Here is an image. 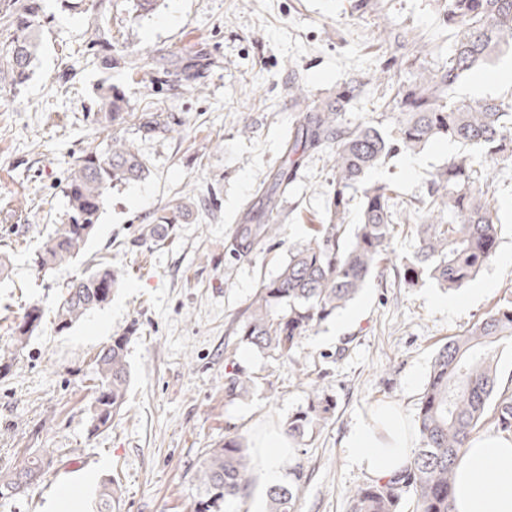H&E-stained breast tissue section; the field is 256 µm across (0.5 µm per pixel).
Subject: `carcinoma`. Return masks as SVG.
<instances>
[{"instance_id":"obj_1","label":"carcinoma","mask_w":512,"mask_h":512,"mask_svg":"<svg viewBox=\"0 0 512 512\" xmlns=\"http://www.w3.org/2000/svg\"><path fill=\"white\" fill-rule=\"evenodd\" d=\"M446 2L448 26L455 33L448 64L435 71L421 67L412 81L391 87L401 118L390 130L343 117L364 86L360 81H349L320 104L309 101L300 87H289L298 120L285 144V165L263 183L261 209L249 208L241 216L231 251L242 255L261 240L281 236L280 197L310 153L329 150L333 189L323 223L313 225L307 244L288 254L276 276L261 283L241 314L235 334L257 351L290 358L304 336L354 300L387 254L397 213L403 210L419 220L414 231L420 246L412 258L401 261L400 273L411 282L427 278L456 292L495 255L501 225L494 220L496 206L471 155L448 156L433 174L426 196L416 202L399 200L387 183L363 182L367 171L387 159L439 138L474 147L495 161L512 162V97H489L472 104L450 96L467 72L487 63L502 46L512 47V0ZM43 15L44 0H0V27L8 32L0 43V79L15 89L33 74ZM89 45L101 52L102 65L112 68L111 28L96 24ZM397 49L400 65L409 69L423 52L414 38L404 39ZM171 63L173 73L147 60L133 61L131 77L156 84L174 74L190 88L199 80L197 55L180 51ZM96 98L95 122L114 132L105 151L87 152L71 168L66 218L35 253V266L44 273L70 262L85 247L112 189L149 173L147 159L115 129L132 121L147 136L166 127L157 114L138 116L129 111L125 95L111 84L98 85ZM357 184L362 185L360 222L348 224L347 191ZM116 285L117 275L106 262L71 281L56 304L58 329L66 330L108 304ZM42 317L39 304H30L12 328L16 350L24 349ZM129 339L127 332L114 336L93 357L91 426L95 430L112 425L125 409ZM508 339L512 340V301L495 307L438 349L415 416L416 446L397 472L348 492L351 512H402L406 501L413 505L411 512H456L455 466L463 449L488 422L495 430L512 434V391L500 389L498 374L499 348ZM253 386V376L241 367L231 363L224 370L225 400L241 399ZM332 409L330 399L315 396L306 409L282 422L288 440L296 444L312 440ZM54 465L52 455L33 451L20 466L0 467V497L21 494ZM253 469L250 442L244 436L226 437L208 449L196 470L199 495L192 512H224L231 501L246 496ZM288 473L292 475L288 484L267 488L266 512H295L307 478L299 456L289 457ZM117 493L112 480L104 481L97 512H115Z\"/></svg>"}]
</instances>
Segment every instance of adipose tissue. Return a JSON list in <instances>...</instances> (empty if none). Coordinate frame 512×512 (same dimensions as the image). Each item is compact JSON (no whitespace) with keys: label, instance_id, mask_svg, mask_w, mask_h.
I'll use <instances>...</instances> for the list:
<instances>
[{"label":"adipose tissue","instance_id":"1","mask_svg":"<svg viewBox=\"0 0 512 512\" xmlns=\"http://www.w3.org/2000/svg\"><path fill=\"white\" fill-rule=\"evenodd\" d=\"M258 485L279 483L291 443L284 431L259 438ZM413 446L405 418L381 408L352 429L350 459L378 478L398 470ZM456 512H512V435L484 434L471 441L457 464L454 485Z\"/></svg>","mask_w":512,"mask_h":512}]
</instances>
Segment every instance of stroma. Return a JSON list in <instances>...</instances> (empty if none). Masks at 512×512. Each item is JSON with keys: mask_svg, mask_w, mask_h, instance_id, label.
<instances>
[{"mask_svg": "<svg viewBox=\"0 0 512 512\" xmlns=\"http://www.w3.org/2000/svg\"><path fill=\"white\" fill-rule=\"evenodd\" d=\"M100 20L112 29L117 63L109 70L87 50ZM406 35L425 47L420 64H442L453 32L441 0H161L141 19L132 17L128 0H46L34 74L0 107V255L9 259L0 280V363L11 366L0 376V467L20 464L34 450L53 453L57 463L24 495L0 499V512H50L57 492L81 486L87 474L96 483L84 488L86 500L115 477L119 512H191L206 449L236 432L255 436L306 408L313 379L335 408L303 450L307 479L295 509L348 512V489L370 480L348 456L351 427L383 405L414 421L437 349L500 299L512 301V164L484 166L501 234L495 257L472 284L450 294L431 281H405L385 265L383 277L371 278L288 359L254 351L234 330L261 281L322 222L333 180L327 152L305 157L282 197L280 238L242 256L229 245L241 213L260 207V185L284 161L296 118L291 83L320 102L350 78H368L345 118L391 127L400 113L386 92L410 78L392 63ZM184 48L213 61L202 90L129 79L133 52L158 66ZM103 82L124 91L132 112L162 114L168 127L146 137L122 127L148 160L149 175L113 189L82 253L37 272L36 251L65 218L72 164L109 142L88 117ZM447 158L448 143L440 140L367 178L414 200ZM179 197L186 211L173 226L158 227L157 245H144L142 226ZM100 261L120 277L111 302L58 330L62 289ZM453 299L459 308H449ZM34 301L43 320L17 357L11 328ZM129 328L126 409L112 427L92 430L91 359ZM231 361L255 385L228 402L224 367Z\"/></svg>", "mask_w": 512, "mask_h": 512, "instance_id": "35a3bbf8", "label": "stroma"}]
</instances>
